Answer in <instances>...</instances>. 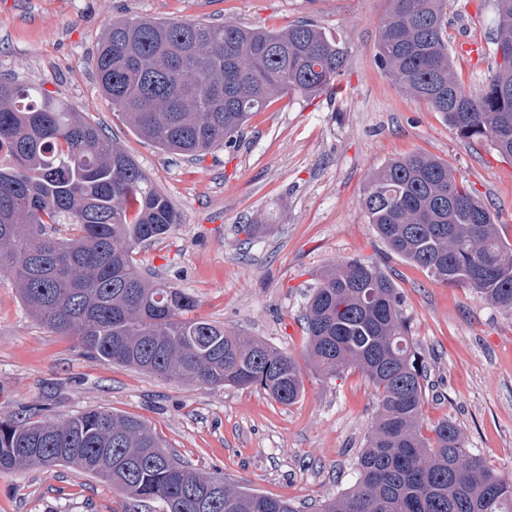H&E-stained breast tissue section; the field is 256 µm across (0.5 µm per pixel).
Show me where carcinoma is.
Instances as JSON below:
<instances>
[{"mask_svg":"<svg viewBox=\"0 0 512 512\" xmlns=\"http://www.w3.org/2000/svg\"><path fill=\"white\" fill-rule=\"evenodd\" d=\"M378 63L457 135L512 160V60L465 89L448 45V0H388ZM496 44L512 45V0H495ZM347 55L310 22L280 29L129 18L96 56L112 110L165 152L229 146L250 117L288 96L341 90ZM0 272L29 314L107 363L201 387L262 389L284 405L304 389L290 353L191 317L196 300L155 281L135 248L164 238L179 212L124 150L42 86L0 77ZM362 206L387 247L446 285L512 312V246L448 163L394 158ZM67 225L70 237L58 236ZM394 282L357 259L327 267L305 304L307 357L336 378L359 370L377 413L350 490L316 512H512V478L469 451L455 422L423 425L427 369ZM73 467L159 512H300L283 497L190 468L137 418L90 409L66 420L0 418V474Z\"/></svg>","mask_w":512,"mask_h":512,"instance_id":"carcinoma-1","label":"carcinoma"}]
</instances>
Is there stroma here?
I'll return each mask as SVG.
<instances>
[{
	"label": "stroma",
	"mask_w": 512,
	"mask_h": 512,
	"mask_svg": "<svg viewBox=\"0 0 512 512\" xmlns=\"http://www.w3.org/2000/svg\"><path fill=\"white\" fill-rule=\"evenodd\" d=\"M387 0H0V76L56 91L101 126L166 194L181 222L138 246L145 270L198 301L199 317L303 358L302 319L320 273L337 260L375 263L396 284L402 314L427 367L424 422L453 420L471 452L512 477V313L463 285L433 280L391 252L361 205L369 174L426 152L447 161L492 212L512 244V162L490 143L460 139L376 61ZM148 17L282 28L310 21L347 52L342 94L280 100L254 114L234 147L193 160L136 135L98 86L94 60L107 24ZM494 0H449L451 47L466 89H482L498 54ZM242 224H266L254 243ZM304 392L282 405L262 390L199 388L106 364L75 338L44 328L0 273V417L44 404L62 420L100 408L146 422L197 470L303 512L350 488L377 410L360 371L322 377L302 368ZM0 512H158L75 469L0 475Z\"/></svg>",
	"instance_id": "obj_1"
}]
</instances>
